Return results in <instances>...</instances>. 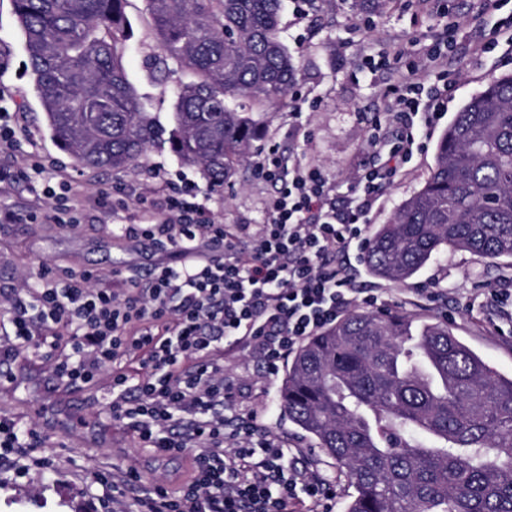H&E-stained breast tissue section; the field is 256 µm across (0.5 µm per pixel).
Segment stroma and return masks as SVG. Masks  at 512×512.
<instances>
[{
    "label": "stroma",
    "instance_id": "35a3bbf8",
    "mask_svg": "<svg viewBox=\"0 0 512 512\" xmlns=\"http://www.w3.org/2000/svg\"><path fill=\"white\" fill-rule=\"evenodd\" d=\"M479 5L480 0H394L380 10L374 0H285L280 36L298 65L297 83L279 105L250 103L265 135L224 185L213 189L200 167L182 166L167 149L149 152L143 163L123 172L76 166L47 128L27 72L28 54L12 0H0V113H10L16 141L14 149L0 150V169L21 175L20 180L0 183V208L24 216L17 224L0 223V284L34 283L44 264L61 274L90 271L108 279L116 269L145 271L152 262L168 260V253L148 243L119 236L117 227L141 220L145 210L162 202L154 187L169 171L184 170L218 224L265 223L273 188L257 176L255 165L270 158L284 168L318 166L337 194H344L357 169L372 160L368 138L385 109L390 85L412 62L422 67L428 87L439 70H448L454 92L429 126L425 150L414 154L384 187L366 215L369 229L390 223L398 206L424 183L437 142L456 113L489 83L512 74V53L506 45L482 54L473 50L482 29L512 16V0L485 14L477 28L470 19ZM125 12L131 22L125 54L128 78L151 101L162 125H169L175 88L184 74L175 72L164 83L156 80L160 50L144 0H128ZM432 46L446 49V56L429 61L426 51ZM62 184L69 187L63 203L43 196L44 186ZM58 204L78 213L79 223L47 221V213ZM347 259L356 294L379 291L386 311L450 324L465 345L512 377V325L497 309L476 306L483 294L512 293V258L451 250L402 284L371 276L357 250H350ZM423 288L438 289L436 301L422 300ZM13 371L25 386L0 398V416L38 432L39 451L56 457L57 470H33L20 477L14 466L0 463V512H106L94 495L95 474L131 467L142 472L145 483L160 478L174 492L190 481V453L156 459L124 424L106 420L101 393L55 390L45 361L34 355ZM224 375L237 389L236 412L261 413L267 431L329 481L335 492L332 512H344L354 493L351 480L281 411L282 376L267 377L246 352L225 361ZM75 406L87 414L80 427L67 421Z\"/></svg>",
    "mask_w": 512,
    "mask_h": 512
}]
</instances>
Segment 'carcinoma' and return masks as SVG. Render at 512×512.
<instances>
[{
    "label": "carcinoma",
    "instance_id": "1",
    "mask_svg": "<svg viewBox=\"0 0 512 512\" xmlns=\"http://www.w3.org/2000/svg\"><path fill=\"white\" fill-rule=\"evenodd\" d=\"M127 0H13L55 142L81 167L123 171L167 144L213 186L262 129L242 102L280 103L295 57L283 0H145L162 56L190 80L160 126L125 69ZM512 258V74L473 96L436 146L423 186L371 236L366 266L403 283L448 250ZM279 406L344 468L346 512H512V377L447 324L353 312L307 338Z\"/></svg>",
    "mask_w": 512,
    "mask_h": 512
}]
</instances>
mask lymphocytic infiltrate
<instances>
[{"mask_svg": "<svg viewBox=\"0 0 512 512\" xmlns=\"http://www.w3.org/2000/svg\"><path fill=\"white\" fill-rule=\"evenodd\" d=\"M450 81L424 89L417 68L388 94L370 145L385 154L360 169L337 203L321 171L260 166L274 193L266 223L215 224L192 185L169 193L163 208L120 227L123 236L171 246V262L154 264L147 280L116 272L111 284L90 273L58 280L41 267L34 288L0 286L8 306L0 329V365L49 348L52 379L66 388L109 374V418L123 422L144 447L165 458L194 449L193 477L181 494L141 473L99 474L98 499L121 504L135 495L140 512H288L318 508L328 482L297 465L256 414L225 416L235 390L224 357L252 350L267 376L278 374L295 346L334 324L351 302L340 255L365 249V217L382 188L413 155L414 118L431 123ZM35 431L0 419V448L41 470L53 456H34Z\"/></svg>", "mask_w": 512, "mask_h": 512, "instance_id": "obj_1", "label": "lymphocytic infiltrate"}]
</instances>
